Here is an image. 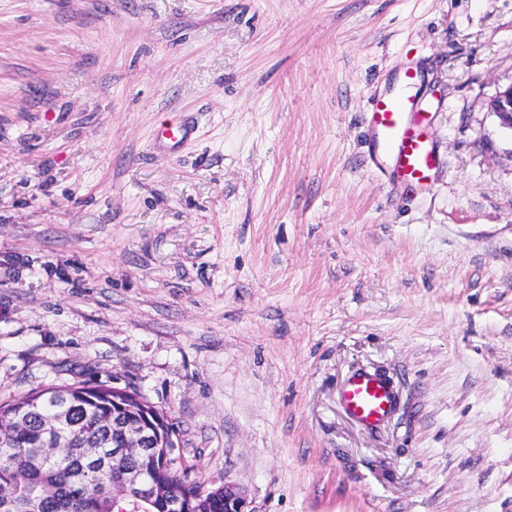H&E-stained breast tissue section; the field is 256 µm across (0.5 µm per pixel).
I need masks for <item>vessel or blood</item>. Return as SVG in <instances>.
Here are the masks:
<instances>
[{
	"instance_id": "vessel-or-blood-1",
	"label": "vessel or blood",
	"mask_w": 512,
	"mask_h": 512,
	"mask_svg": "<svg viewBox=\"0 0 512 512\" xmlns=\"http://www.w3.org/2000/svg\"><path fill=\"white\" fill-rule=\"evenodd\" d=\"M424 120L413 98L398 92L376 99L368 112L377 152L392 160L402 182L413 186L424 185L435 165L433 149L422 131ZM341 399L355 420L375 427L392 412L395 393L387 379L361 371L345 382Z\"/></svg>"
}]
</instances>
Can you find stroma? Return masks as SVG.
Instances as JSON below:
<instances>
[{"label": "stroma", "instance_id": "obj_1", "mask_svg": "<svg viewBox=\"0 0 512 512\" xmlns=\"http://www.w3.org/2000/svg\"><path fill=\"white\" fill-rule=\"evenodd\" d=\"M412 67L423 188L365 124ZM510 84L512 0H0V403L136 389L250 512H512ZM488 109L498 117L502 127L512 130V84L489 100ZM341 399L347 412L358 422L376 427L392 412L395 393L389 381L377 373L361 371L343 385Z\"/></svg>", "mask_w": 512, "mask_h": 512}]
</instances>
